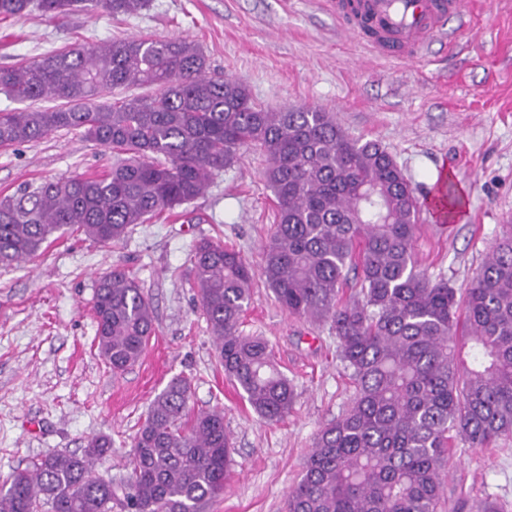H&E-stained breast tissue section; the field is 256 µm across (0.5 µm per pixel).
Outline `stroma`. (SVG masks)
<instances>
[{
	"mask_svg": "<svg viewBox=\"0 0 512 512\" xmlns=\"http://www.w3.org/2000/svg\"><path fill=\"white\" fill-rule=\"evenodd\" d=\"M482 2L477 15L449 17L445 41L419 62L363 44L324 0H148L134 17L35 11L0 20V66L135 35L193 41L211 72L243 84L260 107H318L350 136L380 141L424 203L420 270L461 292L502 225L512 224V0ZM111 164V149L62 130L0 149V194ZM266 166L262 151L241 150L184 216L137 225L114 248L65 234L29 262L0 266V475L47 452L82 453L104 435L112 450L95 470L122 481L151 401L184 376L190 409H222L230 436L233 464L209 512H285L317 434L354 394L336 338L328 322L289 316L255 275L240 329L268 339L295 390L288 416L265 421L218 365L187 274L203 238L223 240L260 267L275 214ZM116 264L138 277L156 327L140 361L117 375L94 342L92 311L97 278ZM448 469L439 512H469L487 498L512 512V437L458 448Z\"/></svg>",
	"mask_w": 512,
	"mask_h": 512,
	"instance_id": "35a3bbf8",
	"label": "stroma"
}]
</instances>
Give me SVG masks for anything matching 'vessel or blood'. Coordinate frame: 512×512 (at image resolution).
Here are the masks:
<instances>
[{
    "mask_svg": "<svg viewBox=\"0 0 512 512\" xmlns=\"http://www.w3.org/2000/svg\"><path fill=\"white\" fill-rule=\"evenodd\" d=\"M346 29L376 50L401 60L422 58L463 0H330Z\"/></svg>",
    "mask_w": 512,
    "mask_h": 512,
    "instance_id": "1",
    "label": "vessel or blood"
}]
</instances>
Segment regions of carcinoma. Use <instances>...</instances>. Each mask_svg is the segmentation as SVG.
Instances as JSON below:
<instances>
[{
    "instance_id": "obj_1",
    "label": "carcinoma",
    "mask_w": 512,
    "mask_h": 512,
    "mask_svg": "<svg viewBox=\"0 0 512 512\" xmlns=\"http://www.w3.org/2000/svg\"><path fill=\"white\" fill-rule=\"evenodd\" d=\"M146 0H0V18L104 9L135 16ZM158 93L116 98L117 90ZM0 93L26 104L0 112V148L59 130L119 155L112 169L46 179L0 195V265L37 257L50 236L101 245L203 194L253 145L268 158L275 224L262 275L288 315L327 320L355 392L317 435L286 512H438L456 441L486 448L512 436V225L462 297L417 267L419 200L394 156L348 136L334 115L305 106L257 108L236 80L212 74L186 40L131 36L64 48L0 67ZM354 272L357 289L343 286ZM189 280L216 340L217 362L262 418L295 401L268 341L239 330L252 269L240 252L203 238ZM96 341L112 373L137 363L155 334L150 298L121 266L93 294ZM191 383L154 398L124 484L95 474L105 436L82 454L50 452L0 479V512H205L224 492L230 438L219 409L192 414Z\"/></svg>"
}]
</instances>
